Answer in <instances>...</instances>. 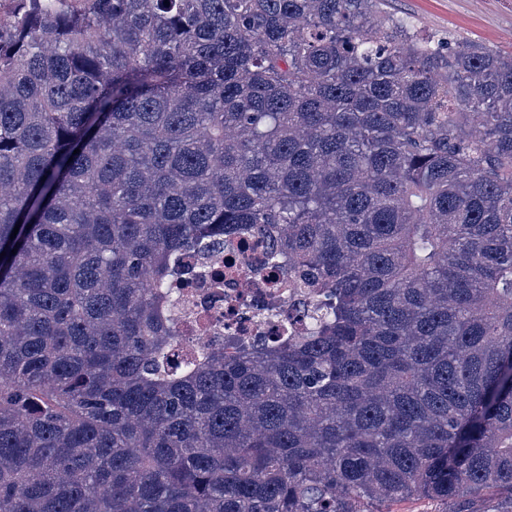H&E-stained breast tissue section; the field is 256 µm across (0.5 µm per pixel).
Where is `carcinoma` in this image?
Listing matches in <instances>:
<instances>
[{"label":"carcinoma","mask_w":512,"mask_h":512,"mask_svg":"<svg viewBox=\"0 0 512 512\" xmlns=\"http://www.w3.org/2000/svg\"><path fill=\"white\" fill-rule=\"evenodd\" d=\"M8 2L0 512H512V55L385 0ZM224 237L311 309L180 353Z\"/></svg>","instance_id":"carcinoma-1"}]
</instances>
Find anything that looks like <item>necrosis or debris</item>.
<instances>
[{"label":"necrosis or debris","mask_w":512,"mask_h":512,"mask_svg":"<svg viewBox=\"0 0 512 512\" xmlns=\"http://www.w3.org/2000/svg\"><path fill=\"white\" fill-rule=\"evenodd\" d=\"M247 265L251 254L222 243L212 244L197 263V277L175 299L172 316L183 336L197 349L219 352L239 338L246 344H268L289 312L304 309L305 297L284 289L258 287L254 278H225L214 284L211 271L223 260Z\"/></svg>","instance_id":"necrosis-or-debris-1"}]
</instances>
